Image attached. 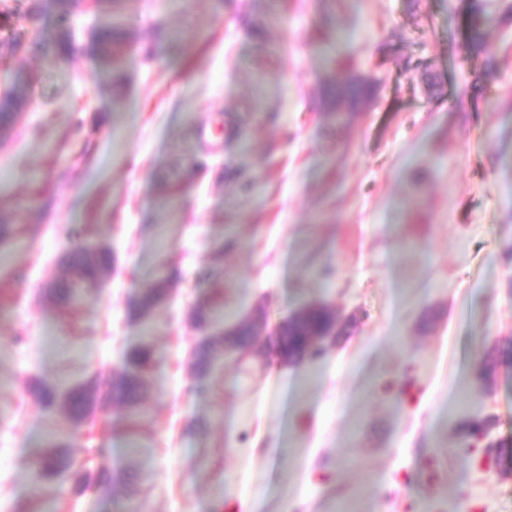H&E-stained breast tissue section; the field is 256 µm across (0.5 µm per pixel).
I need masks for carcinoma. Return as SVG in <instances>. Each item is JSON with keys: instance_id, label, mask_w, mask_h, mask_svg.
<instances>
[{"instance_id": "1", "label": "carcinoma", "mask_w": 512, "mask_h": 512, "mask_svg": "<svg viewBox=\"0 0 512 512\" xmlns=\"http://www.w3.org/2000/svg\"><path fill=\"white\" fill-rule=\"evenodd\" d=\"M17 13L15 9L0 12L4 17L0 29V46L16 47L21 43L24 33L16 32L8 26L10 15ZM489 18L484 15L477 4L470 5L466 33L463 44V59H468L482 51L486 39V28ZM35 48L42 54L54 58L58 62L66 61L75 50L71 33L62 29L58 34L45 38L37 36ZM112 43V28L104 25L98 35V51L103 60L111 67H121L120 55L114 52ZM28 84L26 75L18 71L10 76L9 86L0 93V131H7L13 125L15 112L19 110L24 92ZM374 92V83L368 79L354 75L342 82L330 83L327 88V100L331 107L338 112H351L361 102L367 100ZM110 263L109 255L103 250L77 246L67 255L71 282L56 283L50 291L57 300L68 303L76 295V290L82 283H92L102 279ZM167 295L166 279L161 278L153 285L144 289L137 301V310L141 317H147L150 312L164 301ZM328 325L325 312L319 308L309 311L296 319L289 333L279 339V352L287 359H300L307 347V337L311 332L321 331ZM224 340L213 337L203 338L195 353L196 387L202 389L213 358V353ZM155 363L153 351L147 346H139L129 350L124 359V370L121 376L113 382L120 404L133 407L139 401L140 391L144 383V374ZM42 407L53 411L67 422L77 426L84 422L90 409L95 405L94 385L88 381L72 384L65 388L46 385L39 391ZM37 480L41 484L70 482L78 490L90 483L89 475L80 471L68 451V445L60 442L39 452L36 465Z\"/></svg>"}]
</instances>
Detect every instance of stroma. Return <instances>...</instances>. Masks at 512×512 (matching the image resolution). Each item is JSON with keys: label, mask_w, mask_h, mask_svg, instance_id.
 Wrapping results in <instances>:
<instances>
[{"label": "stroma", "mask_w": 512, "mask_h": 512, "mask_svg": "<svg viewBox=\"0 0 512 512\" xmlns=\"http://www.w3.org/2000/svg\"><path fill=\"white\" fill-rule=\"evenodd\" d=\"M482 2L468 59L469 0H119L80 7L69 61H0L29 76L0 134V512H512V0ZM352 72L378 89L340 123L322 88ZM83 244L112 264L69 308L48 285ZM161 274L167 300L137 317ZM308 303L343 334L279 361ZM201 311L264 328L196 393ZM142 344L157 361L128 410L110 386ZM91 376L77 428L33 393ZM471 419L491 428L469 449ZM54 441L134 479L39 484ZM488 24L489 18L484 15L481 7L475 3L471 4L463 44V58L468 59L482 51ZM97 46L101 57L107 64L113 69L121 67L120 55L114 52L116 45L112 43V28L110 25H103L100 28Z\"/></svg>", "instance_id": "1"}]
</instances>
